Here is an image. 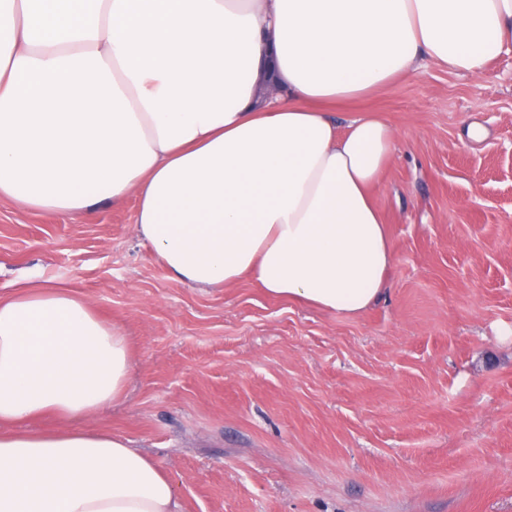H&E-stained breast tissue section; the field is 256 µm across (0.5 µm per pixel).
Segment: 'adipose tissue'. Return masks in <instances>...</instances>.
<instances>
[{
  "instance_id": "ef3b65f1",
  "label": "adipose tissue",
  "mask_w": 512,
  "mask_h": 512,
  "mask_svg": "<svg viewBox=\"0 0 512 512\" xmlns=\"http://www.w3.org/2000/svg\"><path fill=\"white\" fill-rule=\"evenodd\" d=\"M511 49L512 0H0V198L67 215L135 196L173 279L356 317L394 260L374 191L397 135L331 108ZM135 366L73 289L0 295V512H184L152 458L91 426Z\"/></svg>"
}]
</instances>
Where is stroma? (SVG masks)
<instances>
[{"label": "stroma", "mask_w": 512, "mask_h": 512, "mask_svg": "<svg viewBox=\"0 0 512 512\" xmlns=\"http://www.w3.org/2000/svg\"><path fill=\"white\" fill-rule=\"evenodd\" d=\"M364 111L398 135L375 193L394 260L356 318L172 280L135 197L63 216L0 199V294L54 276L124 327L136 369L97 424L186 512H512V50L334 114Z\"/></svg>", "instance_id": "1"}]
</instances>
